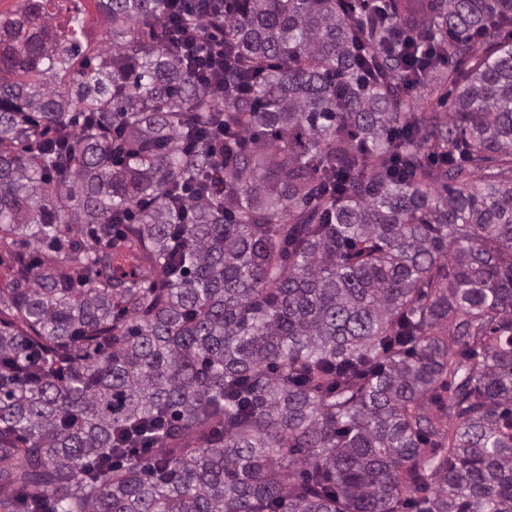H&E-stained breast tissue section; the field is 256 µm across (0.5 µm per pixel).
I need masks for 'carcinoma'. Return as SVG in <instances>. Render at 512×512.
Wrapping results in <instances>:
<instances>
[{
  "label": "carcinoma",
  "instance_id": "carcinoma-1",
  "mask_svg": "<svg viewBox=\"0 0 512 512\" xmlns=\"http://www.w3.org/2000/svg\"><path fill=\"white\" fill-rule=\"evenodd\" d=\"M24 2L0 512H512V0H183L220 88L169 0H99L80 64L84 18ZM407 72L451 86L448 120ZM125 250L159 275L117 274ZM61 8L60 11L56 6L49 9V13L54 16L52 21L56 27H63L67 18L77 13L85 18L84 34L81 38L83 50L95 51L105 44L106 29L100 24L102 11L98 0H64ZM197 56L196 71H203L211 83L216 81L223 67L224 44H216L213 50L207 52L199 50Z\"/></svg>",
  "mask_w": 512,
  "mask_h": 512
}]
</instances>
